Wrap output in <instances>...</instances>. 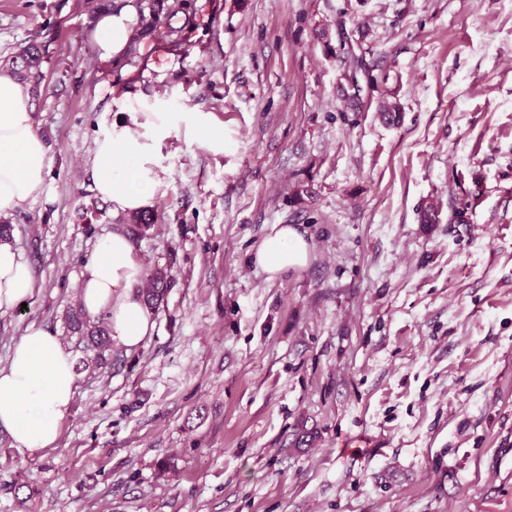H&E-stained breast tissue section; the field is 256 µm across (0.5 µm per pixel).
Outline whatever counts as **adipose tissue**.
<instances>
[{"label":"adipose tissue","instance_id":"obj_1","mask_svg":"<svg viewBox=\"0 0 512 512\" xmlns=\"http://www.w3.org/2000/svg\"><path fill=\"white\" fill-rule=\"evenodd\" d=\"M134 14L122 10L102 16L92 33L91 46L105 60L126 49ZM129 96L117 99L121 113L95 142L94 190L113 211H148L163 180L152 166L156 145L173 130L183 129L188 141L213 153L224 151V126L211 113L178 114L153 107L133 111ZM48 148L36 125L34 107L20 84L0 77V216L37 201L45 189ZM309 244L295 228L275 224L253 256L269 278L304 266ZM146 277L135 258L130 239L121 233L106 237L85 265L79 303L90 317H105L113 339L125 347L139 346L151 329L150 311L138 293ZM35 288L32 265L12 240L0 238V312L25 303ZM71 350L52 331L29 327L0 367V427L16 448L54 445L61 421L77 389Z\"/></svg>","mask_w":512,"mask_h":512}]
</instances>
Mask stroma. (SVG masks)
I'll use <instances>...</instances> for the list:
<instances>
[{
  "label": "stroma",
  "instance_id": "1",
  "mask_svg": "<svg viewBox=\"0 0 512 512\" xmlns=\"http://www.w3.org/2000/svg\"><path fill=\"white\" fill-rule=\"evenodd\" d=\"M100 2L0 0V60L43 48L51 159L6 218L36 288L0 367L32 325L73 345L81 272L128 220L92 186L115 97L212 113L224 151L159 145L133 242L170 280L153 334L74 352L52 447L0 429V512H512V0H191L183 52L112 60ZM275 224L310 258L271 279Z\"/></svg>",
  "mask_w": 512,
  "mask_h": 512
}]
</instances>
